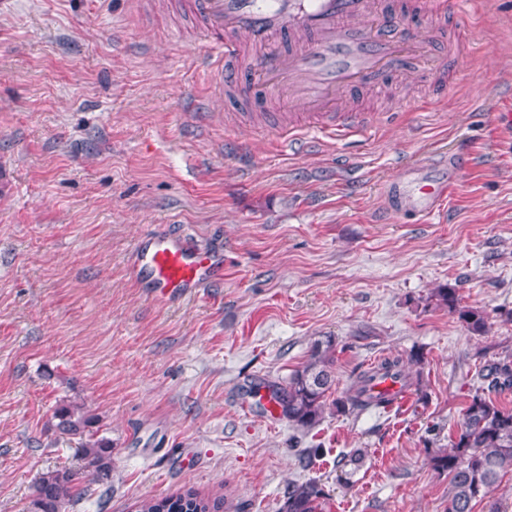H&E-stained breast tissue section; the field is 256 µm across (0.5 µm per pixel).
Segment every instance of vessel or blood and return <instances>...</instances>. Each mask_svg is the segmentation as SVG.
I'll return each mask as SVG.
<instances>
[{
  "label": "vessel or blood",
  "mask_w": 512,
  "mask_h": 512,
  "mask_svg": "<svg viewBox=\"0 0 512 512\" xmlns=\"http://www.w3.org/2000/svg\"><path fill=\"white\" fill-rule=\"evenodd\" d=\"M200 25L206 52L199 71L212 95L234 97L297 110L280 125L278 137L299 132L355 133L371 119L359 96L391 75L419 65L424 48L448 38V63L461 65L466 40L448 29L447 0H177ZM425 18L410 36L405 18ZM450 182L407 172L389 186L390 211L431 214L446 198ZM132 274L145 281L156 299L185 300L224 278L221 255L193 250L185 241L157 233L135 249Z\"/></svg>",
  "instance_id": "obj_1"
}]
</instances>
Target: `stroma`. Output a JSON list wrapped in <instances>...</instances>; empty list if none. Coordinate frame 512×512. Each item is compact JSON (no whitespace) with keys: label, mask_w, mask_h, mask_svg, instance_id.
I'll return each instance as SVG.
<instances>
[{"label":"stroma","mask_w":512,"mask_h":512,"mask_svg":"<svg viewBox=\"0 0 512 512\" xmlns=\"http://www.w3.org/2000/svg\"><path fill=\"white\" fill-rule=\"evenodd\" d=\"M471 50L446 95L423 72L362 99L366 130L300 151L208 99L203 37L131 0H0V512L43 473L77 474L62 512H136L194 488L224 512H280L318 481L326 512H448L427 463L463 422L485 362L512 350V0L449 18ZM182 39H173L175 30ZM435 214L387 213L411 164L447 176ZM224 256L222 283L162 304L129 271L147 235ZM454 288L488 317L437 305ZM335 342L333 397L383 357L418 351L426 402L313 427L266 414L313 345ZM80 405L84 434L55 413ZM111 450L81 474L82 443ZM323 450L312 464L303 457ZM437 301L448 308L449 312L458 313L459 319L465 324L468 331L482 334L487 327V318L482 310L459 306V298L453 288H437L433 294ZM60 431L70 435H81L93 423V417L79 406H63L55 413ZM108 447L99 442H85L82 448L83 460L87 471L95 474L98 478L107 477L111 471V458Z\"/></svg>","instance_id":"obj_1"}]
</instances>
